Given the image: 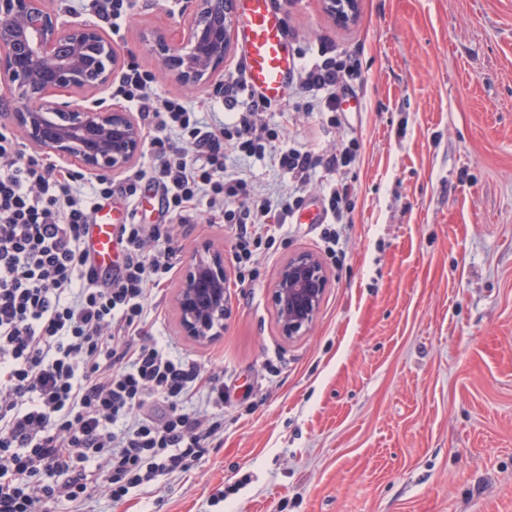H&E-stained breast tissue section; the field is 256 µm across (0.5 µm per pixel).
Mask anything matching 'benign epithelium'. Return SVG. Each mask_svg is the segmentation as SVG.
Listing matches in <instances>:
<instances>
[{"label": "benign epithelium", "mask_w": 512, "mask_h": 512, "mask_svg": "<svg viewBox=\"0 0 512 512\" xmlns=\"http://www.w3.org/2000/svg\"><path fill=\"white\" fill-rule=\"evenodd\" d=\"M342 24L353 22L358 0H323ZM233 22L224 0H198L174 38L153 36L161 71L188 86L206 84L224 70ZM122 64L112 40L94 24L61 23L48 0H0V86L14 91L18 106L0 119L36 148L89 174L118 172L141 153L143 131L120 105L59 103L52 97L73 89L105 87ZM224 252L196 251L177 293L185 336L205 343L224 333L229 315ZM327 270L311 252H296L281 267L272 303L283 335H304L313 324Z\"/></svg>", "instance_id": "1"}]
</instances>
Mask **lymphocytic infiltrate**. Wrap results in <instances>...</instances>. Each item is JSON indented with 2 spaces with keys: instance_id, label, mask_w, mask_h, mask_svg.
Listing matches in <instances>:
<instances>
[{
  "instance_id": "f902f5d3",
  "label": "lymphocytic infiltrate",
  "mask_w": 512,
  "mask_h": 512,
  "mask_svg": "<svg viewBox=\"0 0 512 512\" xmlns=\"http://www.w3.org/2000/svg\"><path fill=\"white\" fill-rule=\"evenodd\" d=\"M355 72L345 53L319 51L296 76L310 112L340 109ZM153 74L130 68L117 88L148 122V167L126 177L160 191L164 211L189 220L198 202L235 230L239 277H254L268 227L285 223L317 167L342 171L357 144L329 158L276 148L259 128L273 106L250 91L244 68L224 80L226 122L204 128L185 100L160 94ZM272 158L290 191L272 202L230 155ZM111 178L84 174L43 155L24 156L0 130V512H72L100 492L115 502L191 471L224 432V383L148 336L153 290L172 273L170 224H124L123 259L103 273L83 249ZM203 403H194L197 392Z\"/></svg>"
}]
</instances>
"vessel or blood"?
<instances>
[{
  "instance_id": "1",
  "label": "vessel or blood",
  "mask_w": 512,
  "mask_h": 512,
  "mask_svg": "<svg viewBox=\"0 0 512 512\" xmlns=\"http://www.w3.org/2000/svg\"><path fill=\"white\" fill-rule=\"evenodd\" d=\"M227 7L238 14V52L250 90L264 100L282 101L295 80L298 56L273 0H229ZM116 244V218L97 208L85 237V248L96 267H111Z\"/></svg>"
}]
</instances>
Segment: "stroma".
I'll return each instance as SVG.
<instances>
[{
    "instance_id": "1",
    "label": "stroma",
    "mask_w": 512,
    "mask_h": 512,
    "mask_svg": "<svg viewBox=\"0 0 512 512\" xmlns=\"http://www.w3.org/2000/svg\"><path fill=\"white\" fill-rule=\"evenodd\" d=\"M295 50L334 46L358 71L355 112H308L293 87L264 121L279 146L329 157L293 217L272 226L255 280L239 282L233 230L206 203L176 224L180 250L145 329L224 378V446L161 488L85 512H512V0H359L354 24L321 0H277ZM195 0H135L110 34L124 62L158 73L148 42ZM162 94L224 118L216 85L160 75ZM267 196L288 193L270 161L231 156ZM350 188L330 283L306 336L286 340L272 291L288 256L322 254L311 223ZM222 250L231 315L205 345L183 336L176 295L190 256Z\"/></svg>"
}]
</instances>
